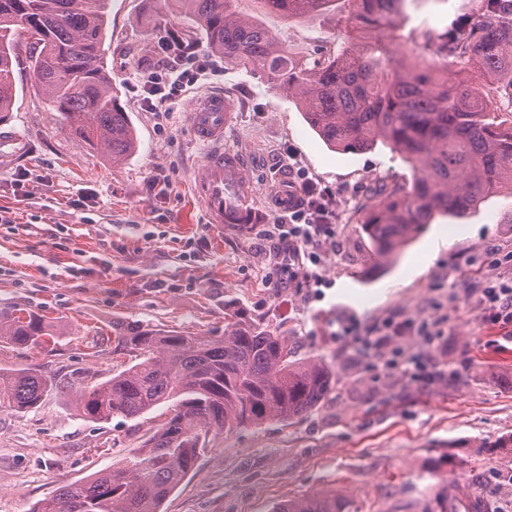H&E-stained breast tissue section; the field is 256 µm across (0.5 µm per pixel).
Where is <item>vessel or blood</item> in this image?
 Here are the masks:
<instances>
[{
  "instance_id": "1",
  "label": "vessel or blood",
  "mask_w": 512,
  "mask_h": 512,
  "mask_svg": "<svg viewBox=\"0 0 512 512\" xmlns=\"http://www.w3.org/2000/svg\"><path fill=\"white\" fill-rule=\"evenodd\" d=\"M233 110L232 101L214 93L199 99L191 112L193 133L208 147L196 169L194 194L213 224H252L260 218L242 158L224 148V129Z\"/></svg>"
}]
</instances>
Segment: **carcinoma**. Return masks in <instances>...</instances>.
<instances>
[{
    "label": "carcinoma",
    "instance_id": "cac0c4a2",
    "mask_svg": "<svg viewBox=\"0 0 512 512\" xmlns=\"http://www.w3.org/2000/svg\"><path fill=\"white\" fill-rule=\"evenodd\" d=\"M191 22L184 45L204 40L209 52L241 66L294 100L306 122L332 149L359 152L379 145L412 168L411 185L367 196L361 225L375 258L390 264L426 224L448 214L466 217L490 194L512 188V0H481L478 8L423 38L448 63L475 65L494 82L500 111L463 73L427 63L405 64L385 42L396 34L406 0H351L347 41L333 55L295 59L254 20L240 17L234 0H172ZM266 8L306 19L337 0H263ZM112 0H0V123L15 93L16 36H26L33 86L60 114L68 131L100 145L118 162L137 148L135 130L105 68ZM116 347L135 363L75 400L82 414L105 422L135 418L176 400L173 412L125 464L67 485L32 512H162L167 497L204 452L208 438L247 424L286 421L310 411L333 385L317 362L293 359L288 336L261 330L242 317L212 339L132 326L114 328ZM44 316L27 312L0 321V340L19 346L51 342ZM52 383L21 369L0 373V405L19 410L40 404ZM334 495L277 504L272 512H344Z\"/></svg>",
    "mask_w": 512,
    "mask_h": 512
}]
</instances>
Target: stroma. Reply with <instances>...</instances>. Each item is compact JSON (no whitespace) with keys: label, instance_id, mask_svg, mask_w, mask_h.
Returning <instances> with one entry per match:
<instances>
[{"label":"stroma","instance_id":"stroma-1","mask_svg":"<svg viewBox=\"0 0 512 512\" xmlns=\"http://www.w3.org/2000/svg\"><path fill=\"white\" fill-rule=\"evenodd\" d=\"M478 0H409L400 50L419 56V35L444 29ZM163 0H112L106 65L138 135L115 162L100 146L61 130L58 113L15 69L7 130L23 148L0 159V320L43 314L53 342L0 343V372L33 369L53 387L37 408L0 407V512H31L57 487L115 468L170 413L162 404L134 419L85 418L76 389L125 369L116 322L219 337L234 316L295 343L300 362L333 373L331 391L306 415L237 428L211 439L163 512H272L321 492L349 512H512V325L491 319L486 288L512 285V195L493 196L463 219L436 218L390 267L374 263L359 205L381 183H410L389 149L328 150L292 102L258 76L225 65L197 42L208 75L172 104L151 110L143 78L158 68L154 18ZM300 59L332 52L344 36L348 0L335 12L296 21L237 0ZM224 92L235 110L224 146L251 180L254 224L207 223L192 202L193 169L206 150L192 134V103ZM307 176L328 195L334 234L323 241L322 286L296 279V246L272 226L279 194ZM409 321L386 357L419 358L440 380L424 385L380 371L371 349L389 322ZM439 324L427 343L423 328Z\"/></svg>","mask_w":512,"mask_h":512}]
</instances>
